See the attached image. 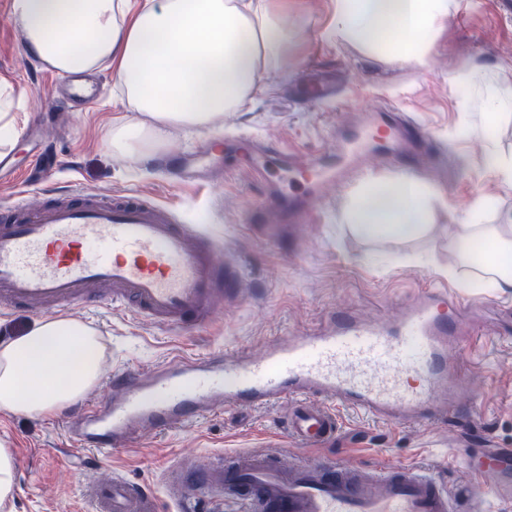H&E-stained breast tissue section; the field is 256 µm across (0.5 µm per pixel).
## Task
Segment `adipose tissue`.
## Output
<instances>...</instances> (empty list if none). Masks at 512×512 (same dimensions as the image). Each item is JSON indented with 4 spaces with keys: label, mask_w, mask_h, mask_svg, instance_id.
Instances as JSON below:
<instances>
[{
    "label": "adipose tissue",
    "mask_w": 512,
    "mask_h": 512,
    "mask_svg": "<svg viewBox=\"0 0 512 512\" xmlns=\"http://www.w3.org/2000/svg\"><path fill=\"white\" fill-rule=\"evenodd\" d=\"M449 0H336L337 41L405 62L448 15ZM18 34L45 69L86 74L111 69L129 117L117 119L113 151L139 159L170 129L222 123L225 112L290 76L294 30L285 0H10ZM433 191L410 176L375 182L350 203L352 228L412 240L429 231ZM472 208L462 240L493 248L479 287L512 292V225L483 221ZM97 331L74 317L35 321L0 340V411L42 414L76 404L101 375Z\"/></svg>",
    "instance_id": "1"
}]
</instances>
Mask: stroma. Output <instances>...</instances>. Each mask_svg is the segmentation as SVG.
Returning <instances> with one entry per match:
<instances>
[{
    "label": "stroma",
    "mask_w": 512,
    "mask_h": 512,
    "mask_svg": "<svg viewBox=\"0 0 512 512\" xmlns=\"http://www.w3.org/2000/svg\"><path fill=\"white\" fill-rule=\"evenodd\" d=\"M335 8V0H290L289 11L302 12L305 27L295 35L288 82L225 113L222 124L172 129L163 153L133 161L107 144L121 107L111 70L68 77L44 69L19 41L9 0H0V81L11 86L20 132L8 155L18 180L0 182V207L21 198L34 209L77 190L140 194L174 210L181 223L204 225L221 242L218 260L235 258L244 282L243 294L218 305L204 326L163 327L99 298L66 312L11 307L0 312V334L18 336L38 318L64 313L93 325L104 359L89 396L99 400L114 372L169 360L180 347L200 354L239 349L257 355L268 343L311 331L337 311L395 321L428 282L451 288L471 305L467 319L484 341L478 349L466 341L451 346L469 388L458 419L399 425L344 409L336 437L305 450L288 435L287 406L227 409L192 425L137 437L103 455L68 450L63 425L69 411L0 412V444L15 460L17 512H91L87 480L108 479L116 470L150 487L160 512H179L170 482L225 451H270L287 463L320 458L368 469L381 460L413 461L437 471L455 491L471 482L468 451L512 448V293L469 288L478 268L462 260L456 245L480 196L494 200L484 223L512 219V188L484 164L492 153L512 156V117L483 108L487 92L512 75V0H453L423 61L405 64L336 43L330 35ZM315 82L326 84L329 95H307ZM76 83L90 91L89 101L71 97ZM384 105L412 117L425 133L427 150L413 175L439 196L432 231L402 242L368 239L352 230L346 219L350 201L369 182L393 180L401 169L391 159L349 157L342 164L345 185L325 189L317 216L302 224L295 238L272 243L251 232L266 183L279 182L293 195L305 193L309 183L289 178L275 160L263 179L238 171L236 135L256 137L259 145L300 158L332 153L337 128L358 126L365 112ZM219 138L224 162L234 171L215 185L187 187L163 164L205 150Z\"/></svg>",
    "instance_id": "1"
}]
</instances>
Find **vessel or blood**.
<instances>
[{"label": "vessel or blood", "instance_id": "1", "mask_svg": "<svg viewBox=\"0 0 512 512\" xmlns=\"http://www.w3.org/2000/svg\"><path fill=\"white\" fill-rule=\"evenodd\" d=\"M379 138L395 142L410 163L422 147L417 123L395 112L379 113L349 143L360 156ZM223 175L214 145L206 155L185 157L178 172L182 182L205 186ZM338 178L332 168L320 169L303 202L270 191L259 232L275 243L287 238L317 211L320 184ZM216 250L199 225L180 223L171 209L123 191L80 192L30 213L17 203L0 210V306L50 300L66 308L88 301L89 288L108 286L113 308L168 327L204 324L215 299L239 294L243 283L238 265L216 266ZM459 304L452 289L424 286L391 326L339 313L259 356L182 353L114 373L107 399L68 419L65 438L73 449L108 453L227 407L283 403L290 435L306 447L336 435L341 407L390 422L453 419L468 387L448 356V340L471 335ZM468 468L474 501L489 494L512 503V448L483 449ZM190 491L234 497L248 512H456L447 485L412 463L382 461L364 472L320 460L285 466L273 453H242L210 465ZM88 497L95 512L158 509L153 492L119 473L90 483Z\"/></svg>", "mask_w": 512, "mask_h": 512}]
</instances>
